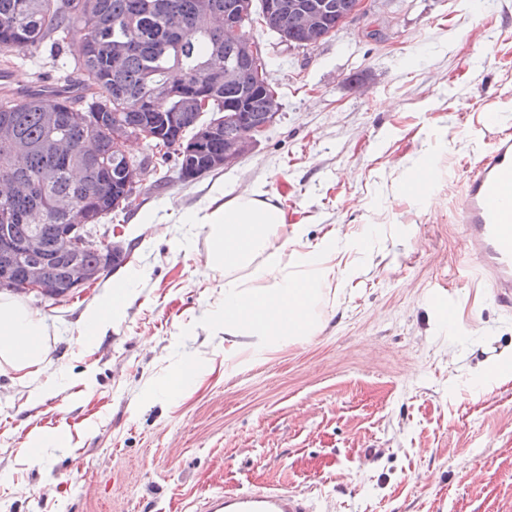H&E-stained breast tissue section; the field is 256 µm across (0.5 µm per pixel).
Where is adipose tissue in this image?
I'll use <instances>...</instances> for the list:
<instances>
[{
	"label": "adipose tissue",
	"instance_id": "ef3b65f1",
	"mask_svg": "<svg viewBox=\"0 0 512 512\" xmlns=\"http://www.w3.org/2000/svg\"><path fill=\"white\" fill-rule=\"evenodd\" d=\"M202 225L208 240L204 278L224 280V310L217 324L224 351H268L315 335L323 310L334 307L330 287L340 272L339 250L314 249L308 228L292 224L274 197L254 188L233 198L216 189L208 206L183 217ZM133 275L88 308L79 334L93 341L119 316L130 296ZM47 321L21 300L0 295V374L27 381L48 353Z\"/></svg>",
	"mask_w": 512,
	"mask_h": 512
}]
</instances>
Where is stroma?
I'll return each mask as SVG.
<instances>
[{"mask_svg": "<svg viewBox=\"0 0 512 512\" xmlns=\"http://www.w3.org/2000/svg\"><path fill=\"white\" fill-rule=\"evenodd\" d=\"M472 2L367 0L313 48L252 23L281 104L254 148L190 182L177 158L150 164L135 204L105 223L124 263L58 301L22 294L50 326L32 378L50 388L31 404L0 374V512H182L270 485L318 512H512V312L465 280L453 222L492 147L481 113L512 131V0ZM73 51L13 52L0 96L66 77ZM429 160L433 191L411 201L407 178ZM218 184L228 199L262 187L311 242L336 233L346 268L315 336L225 359L224 281L197 276L205 233L180 221ZM131 268L125 312L81 342L82 313ZM189 359L205 374L184 395ZM482 364L511 371L488 399ZM60 430L69 446L38 447Z\"/></svg>", "mask_w": 512, "mask_h": 512, "instance_id": "35a3bbf8", "label": "stroma"}]
</instances>
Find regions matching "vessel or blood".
Segmentation results:
<instances>
[{"label": "vessel or blood", "instance_id": "obj_1", "mask_svg": "<svg viewBox=\"0 0 512 512\" xmlns=\"http://www.w3.org/2000/svg\"><path fill=\"white\" fill-rule=\"evenodd\" d=\"M73 85L67 80H47L28 85L42 99H60ZM484 129L495 131L493 148L474 165L455 211L463 224V250L473 260V280L492 289L495 302L512 309V134L501 131L499 115H481ZM200 512H315L314 500L269 486L238 494L214 493L199 505Z\"/></svg>", "mask_w": 512, "mask_h": 512}]
</instances>
